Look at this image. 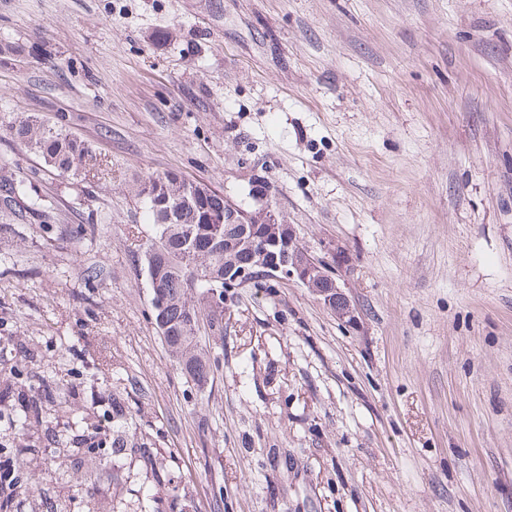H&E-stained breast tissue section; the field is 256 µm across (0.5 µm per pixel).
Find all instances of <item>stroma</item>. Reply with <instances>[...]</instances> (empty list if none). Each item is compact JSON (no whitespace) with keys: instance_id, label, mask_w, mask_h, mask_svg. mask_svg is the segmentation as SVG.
I'll list each match as a JSON object with an SVG mask.
<instances>
[{"instance_id":"35a3bbf8","label":"stroma","mask_w":512,"mask_h":512,"mask_svg":"<svg viewBox=\"0 0 512 512\" xmlns=\"http://www.w3.org/2000/svg\"><path fill=\"white\" fill-rule=\"evenodd\" d=\"M1 43L0 177L52 204L0 234L11 512H512V0H0ZM30 114L105 170L57 176L6 132ZM147 171L247 211L263 179L355 322L292 278L227 289L187 383Z\"/></svg>"}]
</instances>
